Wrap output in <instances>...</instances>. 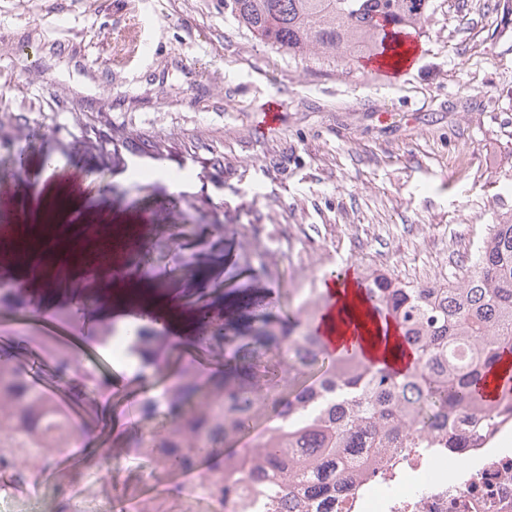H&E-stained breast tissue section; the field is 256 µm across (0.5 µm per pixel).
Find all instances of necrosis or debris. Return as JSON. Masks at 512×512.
Returning <instances> with one entry per match:
<instances>
[{
	"label": "necrosis or debris",
	"mask_w": 512,
	"mask_h": 512,
	"mask_svg": "<svg viewBox=\"0 0 512 512\" xmlns=\"http://www.w3.org/2000/svg\"><path fill=\"white\" fill-rule=\"evenodd\" d=\"M93 260L82 261V276L99 281L95 300L107 303L112 291L126 283H144L146 275L130 265L128 255L142 252L145 239L130 227L113 243L111 227H97ZM21 264L38 275L41 256L20 237L16 225L0 226V265ZM19 405L0 396V458L14 474L40 469L49 475L55 454L31 447L18 421ZM331 512H512V435L498 428L481 439L465 438L463 447L437 445L434 438L417 439L414 447L396 449L365 474L338 485Z\"/></svg>",
	"instance_id": "obj_1"
}]
</instances>
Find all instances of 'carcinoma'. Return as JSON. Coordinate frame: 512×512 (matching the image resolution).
I'll use <instances>...</instances> for the list:
<instances>
[{"label":"carcinoma","mask_w":512,"mask_h":512,"mask_svg":"<svg viewBox=\"0 0 512 512\" xmlns=\"http://www.w3.org/2000/svg\"><path fill=\"white\" fill-rule=\"evenodd\" d=\"M224 7L256 38L295 56L358 61L421 34L434 12L432 0H224ZM361 282L362 301L380 322L377 339L387 342L391 321L399 346L413 354L404 370L377 365L359 348L327 354L315 321L329 296L314 288L288 289L286 315L271 298L249 299V336H230L220 322L202 335L197 347L235 360L219 376L174 357L169 339L146 322L129 330L135 375L160 383L164 402L159 409L144 393L139 412L168 426L144 444L132 432L125 447L162 471L191 472L232 512H253L257 502L263 512H280L287 500L314 512L335 503L343 456L365 469L418 434L451 445L512 420V374L501 368L512 354V216L491 225L454 281L414 285L375 269ZM49 353L59 380L76 393L114 392L68 347ZM8 388L46 408L36 447L77 434V420L17 365L0 373V390Z\"/></svg>","instance_id":"carcinoma-1"}]
</instances>
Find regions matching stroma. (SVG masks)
<instances>
[{"label":"stroma","mask_w":512,"mask_h":512,"mask_svg":"<svg viewBox=\"0 0 512 512\" xmlns=\"http://www.w3.org/2000/svg\"><path fill=\"white\" fill-rule=\"evenodd\" d=\"M435 13L403 73L337 57L298 58L255 38L224 0H0V206L20 188L65 191L87 225H149L141 261L162 276L152 322L209 327L210 303L325 274L379 269L414 284L453 279L512 215V0H433ZM278 100L277 129L260 126ZM58 162L55 177L46 159ZM189 183L127 179L132 162ZM198 231L169 249L175 227ZM52 324L85 333L74 294L0 268ZM224 323L252 331L246 299ZM115 493L155 512H206L173 494L183 477L120 449ZM79 483L89 512L106 493L91 460L39 492L14 489L16 512H54L59 485Z\"/></svg>","instance_id":"stroma-1"}]
</instances>
